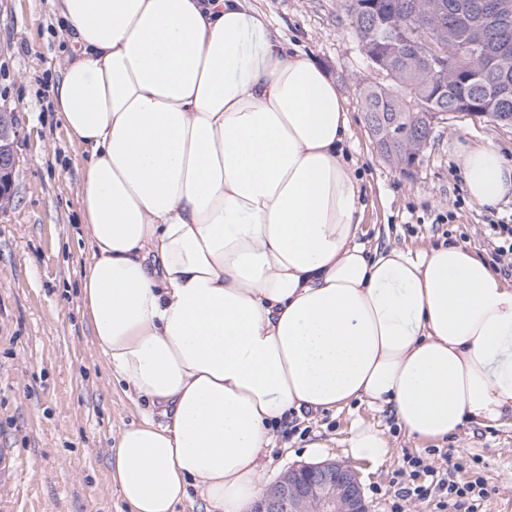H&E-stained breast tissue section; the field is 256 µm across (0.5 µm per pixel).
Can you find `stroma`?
<instances>
[{"instance_id": "35a3bbf8", "label": "stroma", "mask_w": 512, "mask_h": 512, "mask_svg": "<svg viewBox=\"0 0 512 512\" xmlns=\"http://www.w3.org/2000/svg\"><path fill=\"white\" fill-rule=\"evenodd\" d=\"M290 43L322 64L350 112L345 149L355 162L366 239L383 248L428 249L452 240L494 263L488 219L512 216V200L486 209L472 201L459 167L463 147L489 143L512 159V126L449 115L412 175L375 152L363 118L361 87L375 80L343 0H252ZM61 19L50 0H0V112L18 136L11 201L0 208V448L20 471L0 478V508L20 488L25 512H129L110 479L109 450L139 422L147 402L111 378L83 315L80 280L90 258L79 186L88 155L57 118L53 90L69 60ZM384 429L382 463L351 461L346 440L355 420ZM307 435L293 433L295 424ZM260 473L268 487L289 469L335 460L352 463L368 512H390L391 481L408 457L442 467L453 452L456 480L483 479L486 512L512 504V421L465 424L430 442L409 438L389 412L352 404L339 414L288 415Z\"/></svg>"}]
</instances>
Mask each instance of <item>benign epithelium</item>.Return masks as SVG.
I'll use <instances>...</instances> for the list:
<instances>
[{
  "instance_id": "obj_1",
  "label": "benign epithelium",
  "mask_w": 512,
  "mask_h": 512,
  "mask_svg": "<svg viewBox=\"0 0 512 512\" xmlns=\"http://www.w3.org/2000/svg\"><path fill=\"white\" fill-rule=\"evenodd\" d=\"M14 144L0 146V186H11ZM254 512H367L355 470L338 461L289 471L256 501Z\"/></svg>"
}]
</instances>
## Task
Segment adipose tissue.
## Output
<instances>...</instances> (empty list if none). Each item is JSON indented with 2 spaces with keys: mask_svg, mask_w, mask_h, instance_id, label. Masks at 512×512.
<instances>
[{
  "mask_svg": "<svg viewBox=\"0 0 512 512\" xmlns=\"http://www.w3.org/2000/svg\"><path fill=\"white\" fill-rule=\"evenodd\" d=\"M73 55L54 91L89 154L83 313L147 401L110 451L130 512H251L288 413L389 411L409 436L512 417V283L456 242L369 250L334 79L246 0H52ZM469 197H512L492 145ZM353 459L383 431L356 422Z\"/></svg>",
  "mask_w": 512,
  "mask_h": 512,
  "instance_id": "1",
  "label": "adipose tissue"
}]
</instances>
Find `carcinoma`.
<instances>
[{
	"label": "carcinoma",
	"mask_w": 512,
	"mask_h": 512,
	"mask_svg": "<svg viewBox=\"0 0 512 512\" xmlns=\"http://www.w3.org/2000/svg\"><path fill=\"white\" fill-rule=\"evenodd\" d=\"M490 2L347 0L367 66L382 76L364 87V121L393 168L422 160L433 119L512 116V28L501 31ZM471 96L484 106L458 107Z\"/></svg>",
	"instance_id": "carcinoma-1"
}]
</instances>
